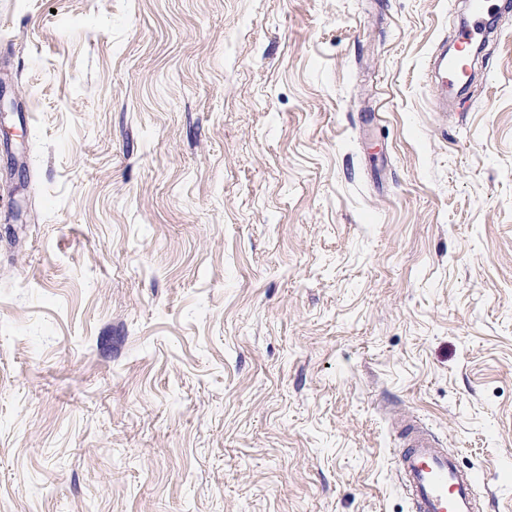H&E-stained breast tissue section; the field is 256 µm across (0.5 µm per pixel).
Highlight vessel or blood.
<instances>
[{
    "label": "vessel or blood",
    "instance_id": "b4317fda",
    "mask_svg": "<svg viewBox=\"0 0 512 512\" xmlns=\"http://www.w3.org/2000/svg\"><path fill=\"white\" fill-rule=\"evenodd\" d=\"M488 9V0H472L473 24L459 32V51H466L475 40L486 36L483 17ZM457 82V62L439 56L435 66L434 104L437 108H447L448 94ZM401 433L398 467L402 489L413 512H484V502L476 491V475L471 468L460 465L416 418L406 417Z\"/></svg>",
    "mask_w": 512,
    "mask_h": 512
}]
</instances>
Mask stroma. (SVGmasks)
Masks as SVG:
<instances>
[{"mask_svg":"<svg viewBox=\"0 0 512 512\" xmlns=\"http://www.w3.org/2000/svg\"><path fill=\"white\" fill-rule=\"evenodd\" d=\"M0 0V512H512V11ZM489 9V1L487 0H474L471 2V14L473 17V25L462 29L458 33V54L465 55V51L478 37L482 39L488 33L483 24V17ZM448 47L442 50L435 66V89L434 105L438 109H447L448 93L458 82L457 62H448ZM398 467L404 493L414 512H483L476 475L459 464L448 448L419 420L401 425Z\"/></svg>","mask_w":512,"mask_h":512,"instance_id":"obj_1","label":"stroma"}]
</instances>
